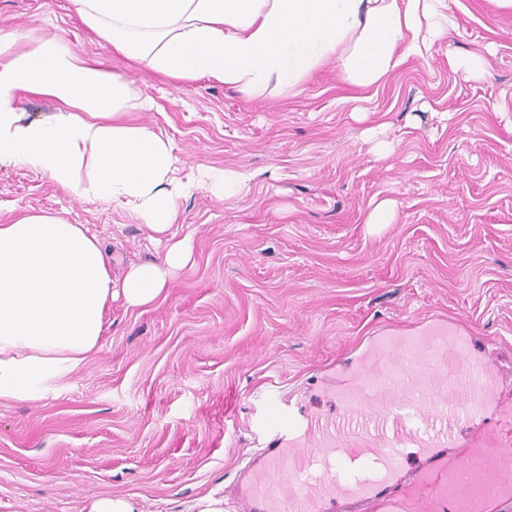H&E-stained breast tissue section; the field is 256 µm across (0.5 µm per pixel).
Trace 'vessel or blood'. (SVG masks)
I'll return each mask as SVG.
<instances>
[{"instance_id":"1","label":"vessel or blood","mask_w":512,"mask_h":512,"mask_svg":"<svg viewBox=\"0 0 512 512\" xmlns=\"http://www.w3.org/2000/svg\"><path fill=\"white\" fill-rule=\"evenodd\" d=\"M466 385L469 398L454 392ZM338 410L313 418L271 397L260 426L271 441L235 485L244 512H321L355 497L395 512L402 486L425 512H492L512 502V399L502 398L473 337L434 322L409 335L374 337L333 394ZM468 426L432 430L430 417ZM423 462L400 484L403 451Z\"/></svg>"}]
</instances>
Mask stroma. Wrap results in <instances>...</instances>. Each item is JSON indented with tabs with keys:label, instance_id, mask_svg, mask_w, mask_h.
<instances>
[{
	"label": "stroma",
	"instance_id": "1",
	"mask_svg": "<svg viewBox=\"0 0 512 512\" xmlns=\"http://www.w3.org/2000/svg\"><path fill=\"white\" fill-rule=\"evenodd\" d=\"M456 26L361 102L335 70L291 97L213 79L168 85L92 40L71 0H0V28L66 38L127 73L156 106L139 123L186 166L255 172L248 195L182 200L171 232L191 260L152 306L113 301L98 350L58 396L0 402V512H239L267 398L300 395L320 366L378 331L428 317L489 339L512 374V14L453 0ZM488 54L477 78L454 54ZM382 200L394 219L371 224ZM0 205L81 224L112 250V277L154 259L137 219L70 201L31 169L0 165Z\"/></svg>",
	"mask_w": 512,
	"mask_h": 512
}]
</instances>
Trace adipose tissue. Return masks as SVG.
<instances>
[{"instance_id":"obj_1","label":"adipose tissue","mask_w":512,"mask_h":512,"mask_svg":"<svg viewBox=\"0 0 512 512\" xmlns=\"http://www.w3.org/2000/svg\"><path fill=\"white\" fill-rule=\"evenodd\" d=\"M96 39L134 68L169 81L216 79L254 95L294 94L316 70L336 67L359 90L379 87L409 58H427L456 25L448 0H72ZM59 103L41 120L21 103ZM128 76L56 38L26 44L0 30V164L55 180L71 201L112 202L150 238L166 236L182 197L248 193L253 173L202 168L176 178L169 140L129 123L152 109ZM190 259L187 240L112 278L106 243L45 212L0 221V400L33 403L60 392L98 349L116 298L139 308L162 300Z\"/></svg>"}]
</instances>
